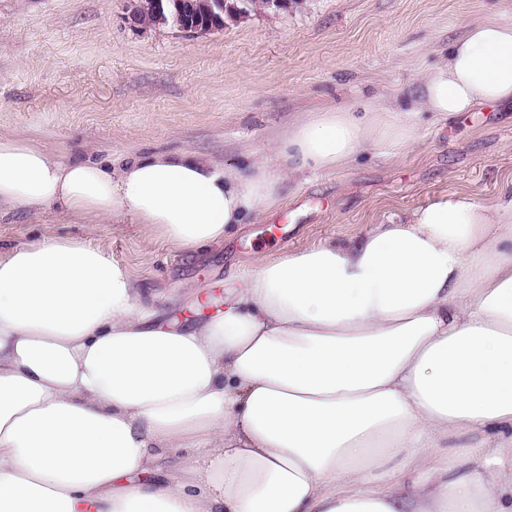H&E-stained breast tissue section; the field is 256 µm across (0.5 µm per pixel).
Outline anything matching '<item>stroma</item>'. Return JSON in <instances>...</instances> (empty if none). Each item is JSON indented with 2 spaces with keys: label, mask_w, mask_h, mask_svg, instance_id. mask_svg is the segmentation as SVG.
I'll return each instance as SVG.
<instances>
[{
  "label": "stroma",
  "mask_w": 512,
  "mask_h": 512,
  "mask_svg": "<svg viewBox=\"0 0 512 512\" xmlns=\"http://www.w3.org/2000/svg\"><path fill=\"white\" fill-rule=\"evenodd\" d=\"M129 0H0V136L109 165L125 154L192 150L228 164L267 152L302 112L383 93L405 98L468 24L512 19V0H295L195 36L135 29ZM400 159L362 157L292 182L266 220L191 255L148 238L136 218L88 222L56 208L0 213V243L45 235L98 248L182 318L224 309V290L322 239L347 241L433 198L483 200L512 183V108L483 107L440 126ZM288 234L271 236L274 225Z\"/></svg>",
  "instance_id": "obj_1"
}]
</instances>
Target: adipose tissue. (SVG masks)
Returning <instances> with one entry per match:
<instances>
[{
	"instance_id": "1",
	"label": "adipose tissue",
	"mask_w": 512,
	"mask_h": 512,
	"mask_svg": "<svg viewBox=\"0 0 512 512\" xmlns=\"http://www.w3.org/2000/svg\"><path fill=\"white\" fill-rule=\"evenodd\" d=\"M505 104L512 21H478L408 104L322 105L239 166L0 138V210L220 247L298 177L409 154L422 115ZM255 263L186 325L97 248L0 245V512H512V187Z\"/></svg>"
}]
</instances>
